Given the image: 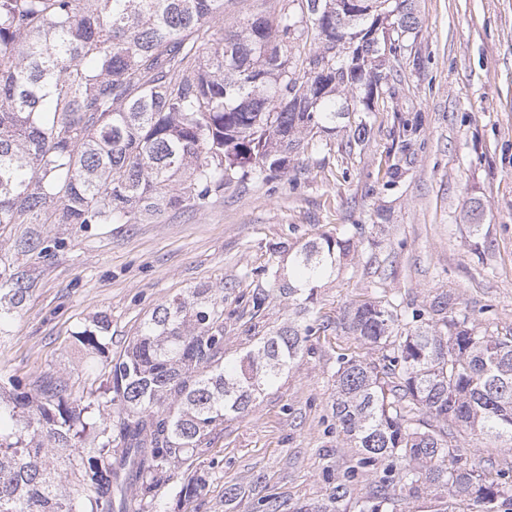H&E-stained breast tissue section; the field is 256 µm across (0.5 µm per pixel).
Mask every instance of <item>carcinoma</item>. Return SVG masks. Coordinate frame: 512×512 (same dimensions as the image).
Masks as SVG:
<instances>
[{
	"label": "carcinoma",
	"mask_w": 512,
	"mask_h": 512,
	"mask_svg": "<svg viewBox=\"0 0 512 512\" xmlns=\"http://www.w3.org/2000/svg\"><path fill=\"white\" fill-rule=\"evenodd\" d=\"M226 0H0V225L112 224L188 203L198 210L224 186L290 173L317 135H330L350 108L371 112L394 99L390 64L412 56L405 37L421 22L412 0H279L213 39ZM374 61L340 60L344 36ZM332 62L327 75L316 72ZM360 91L358 102L348 95ZM349 131L347 154L368 137ZM22 253L47 251L25 231ZM353 249L352 237L312 240L292 256L294 280L274 285L292 300L313 299L316 284ZM26 270L0 271V323L32 291ZM271 290L251 296L246 332L255 346L224 365V302L193 288L159 305L106 380L72 396L46 375L29 390L0 389V512H158L161 479L194 468L197 450L228 417L249 414L262 387L292 367L313 326L264 321ZM454 302L430 303L436 319L402 323L396 307L372 301L349 310L346 328L378 352L336 372V422L363 463L388 476L359 512H397L396 490L438 486L442 512H512V487L487 477L494 467L455 468L463 431L503 442L512 454V330L487 334ZM111 320L101 315L78 342L104 353ZM114 409L117 421L96 420ZM75 476L85 490L68 488ZM203 474L175 492L198 497ZM351 497L336 483L329 501L265 512H335Z\"/></svg>",
	"instance_id": "carcinoma-1"
}]
</instances>
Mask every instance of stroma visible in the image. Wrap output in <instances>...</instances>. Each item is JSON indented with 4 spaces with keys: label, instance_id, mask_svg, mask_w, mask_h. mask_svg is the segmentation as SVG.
I'll return each mask as SVG.
<instances>
[{
    "label": "stroma",
    "instance_id": "35a3bbf8",
    "mask_svg": "<svg viewBox=\"0 0 512 512\" xmlns=\"http://www.w3.org/2000/svg\"><path fill=\"white\" fill-rule=\"evenodd\" d=\"M416 9L421 68L406 70L397 100L363 113L371 135L353 155L338 150L346 117L297 172L227 185L202 211L135 224H42L47 251L39 257L16 250L23 225L0 230V269L22 265L34 280L0 330V384L15 378L29 389L50 373L76 397L104 373L103 358L75 339L96 316L110 318L116 356L159 304L208 288L224 301V359L233 361L253 344L237 317L254 289L269 287L271 267L287 265L289 251L309 240L352 236L355 255L320 283L307 310L271 296L269 329L296 318L320 327L249 416L226 419L200 449L207 485L198 498L176 506L184 474L172 472L167 512H264L267 498L327 500L339 482L353 490L340 512H358L383 467L361 464L333 414L341 359L375 355L343 328L349 308L387 301L424 323L431 300L445 294L453 314L478 330L512 328V0H416ZM405 138L414 162L393 180L388 168ZM476 202L475 233L468 213ZM273 244L283 253L272 254ZM456 445L460 467L490 459L491 479L512 484V455L500 442L464 433ZM231 486L238 494L228 501Z\"/></svg>",
    "mask_w": 512,
    "mask_h": 512
}]
</instances>
